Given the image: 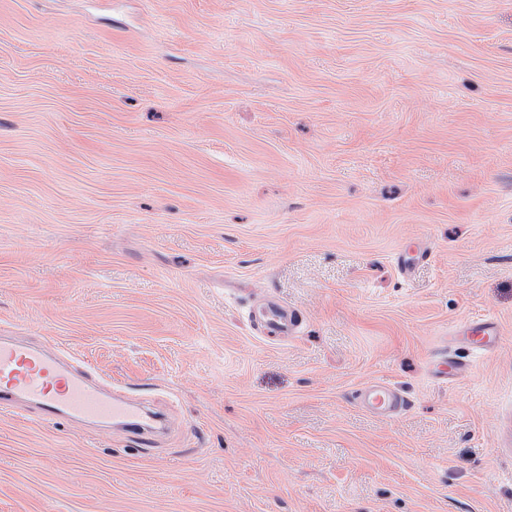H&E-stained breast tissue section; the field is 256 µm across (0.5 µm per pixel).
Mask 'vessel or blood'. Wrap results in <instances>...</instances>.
I'll use <instances>...</instances> for the list:
<instances>
[{"mask_svg":"<svg viewBox=\"0 0 512 512\" xmlns=\"http://www.w3.org/2000/svg\"><path fill=\"white\" fill-rule=\"evenodd\" d=\"M296 321V314L274 305L262 314L258 323L264 335L285 338L291 334ZM459 334L474 348L488 351L497 344L499 325L483 317L465 323ZM17 397L34 400L46 419L61 414L74 419H120L126 421L128 430L135 434L156 427L154 416L112 400L71 364L47 356L40 348L0 338V401ZM360 398L363 408L380 416L393 414L404 404L394 388L380 382L365 386Z\"/></svg>","mask_w":512,"mask_h":512,"instance_id":"1","label":"vessel or blood"}]
</instances>
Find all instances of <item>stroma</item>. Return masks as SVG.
<instances>
[{
    "label": "stroma",
    "mask_w": 512,
    "mask_h": 512,
    "mask_svg": "<svg viewBox=\"0 0 512 512\" xmlns=\"http://www.w3.org/2000/svg\"><path fill=\"white\" fill-rule=\"evenodd\" d=\"M0 336L167 421L0 406V512H512V0H0ZM254 316L258 320L261 332L271 337L288 338L297 321L296 314L288 312L278 305L271 306L261 315V318L257 316L256 312ZM499 332V325L495 320L483 317L465 323L457 336H461L476 349L489 351L496 346ZM362 407L367 411L386 416L404 405L401 395L389 384L375 382L365 386L360 393Z\"/></svg>",
    "instance_id": "1"
}]
</instances>
